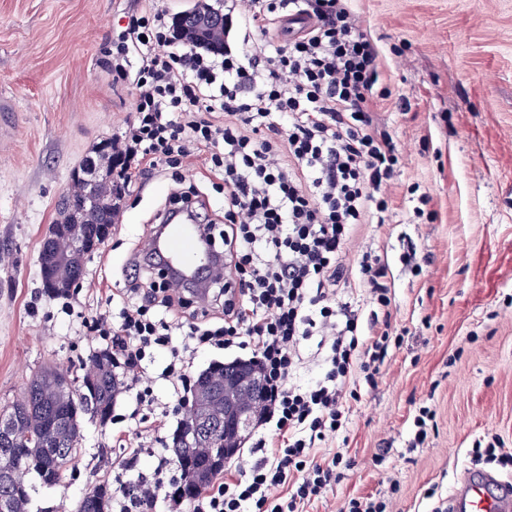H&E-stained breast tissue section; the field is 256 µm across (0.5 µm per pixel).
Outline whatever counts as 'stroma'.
Segmentation results:
<instances>
[{
    "label": "stroma",
    "mask_w": 512,
    "mask_h": 512,
    "mask_svg": "<svg viewBox=\"0 0 512 512\" xmlns=\"http://www.w3.org/2000/svg\"><path fill=\"white\" fill-rule=\"evenodd\" d=\"M151 0H0V410L18 400L34 371L73 376L104 346L88 321L113 314L129 263L171 192L154 174L126 198L121 224L85 261L72 314L42 291L39 250L58 204L87 157L128 131L130 79L113 77L112 44L127 16ZM381 53L388 93L377 118L400 153L387 191V224L359 226L346 246L353 272L344 294L373 305L354 265L363 252L389 264L392 324L403 333L375 386L348 385L345 430L315 455L344 450V479L305 507L340 512L349 498L389 492L388 512H432L473 468L468 451L499 438L512 449V0H348ZM408 101L409 111L399 109ZM416 250L421 273L403 262ZM166 348L144 362L152 423L175 400L162 370ZM117 393L112 418L85 416L82 453L53 485L32 474L27 512H75L111 483L126 449L141 445ZM434 412L428 438L411 448L420 407ZM386 458H379L380 449ZM435 497H428V489Z\"/></svg>",
    "instance_id": "35a3bbf8"
}]
</instances>
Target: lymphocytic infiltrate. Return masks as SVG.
<instances>
[{"label":"lymphocytic infiltrate","mask_w":512,"mask_h":512,"mask_svg":"<svg viewBox=\"0 0 512 512\" xmlns=\"http://www.w3.org/2000/svg\"><path fill=\"white\" fill-rule=\"evenodd\" d=\"M292 10L314 23L282 43L245 38L214 50L185 33L163 0L130 14L119 35L112 68L122 76L136 64V101L129 131L112 139V217L120 219L127 191L145 172L207 153L224 193V222L205 224L224 272L209 289L210 312L187 322L189 297L133 260L117 318L96 321L112 371L127 377L137 405H153L139 371L147 350L169 348L161 376L181 403L200 347L235 350L256 362L266 398L258 420L265 431L249 459L191 504L174 492L178 478L166 455L152 478L123 479L138 464L134 448L112 480L113 512H303L352 466L344 452L319 460L313 450L347 425V381L359 371L375 384L388 355L384 256L366 252L358 262L376 304L369 317L337 290L356 227L389 217L386 190L399 155L373 110L386 96L378 88L380 52L343 0H236L224 28L241 21L266 35ZM314 336L322 373L303 386L293 374Z\"/></svg>","instance_id":"lymphocytic-infiltrate-1"}]
</instances>
